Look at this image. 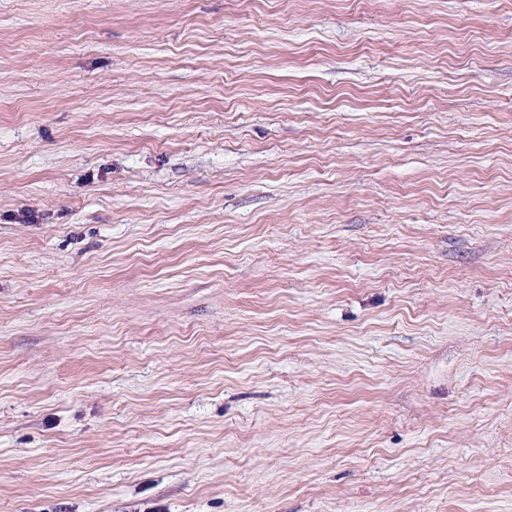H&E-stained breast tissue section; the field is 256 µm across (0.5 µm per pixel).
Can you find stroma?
I'll use <instances>...</instances> for the list:
<instances>
[{
    "label": "stroma",
    "instance_id": "1",
    "mask_svg": "<svg viewBox=\"0 0 512 512\" xmlns=\"http://www.w3.org/2000/svg\"><path fill=\"white\" fill-rule=\"evenodd\" d=\"M0 512H512V0H0Z\"/></svg>",
    "mask_w": 512,
    "mask_h": 512
}]
</instances>
